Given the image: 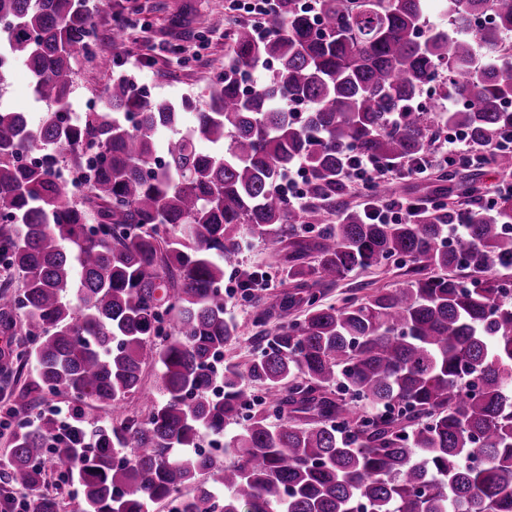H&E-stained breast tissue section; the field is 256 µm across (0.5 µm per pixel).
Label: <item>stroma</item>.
Instances as JSON below:
<instances>
[{"label": "stroma", "instance_id": "35a3bbf8", "mask_svg": "<svg viewBox=\"0 0 512 512\" xmlns=\"http://www.w3.org/2000/svg\"><path fill=\"white\" fill-rule=\"evenodd\" d=\"M93 28H120L132 20L143 26L144 38L138 48L140 63L124 67L102 68L101 59L113 58L111 45L93 40L87 50L79 52L74 61V94L78 98L103 95L111 79L123 76L147 84L152 96L173 101L189 97L202 100L216 73L223 71L224 31L234 21L246 20L245 12L229 16L225 0H88ZM204 47V61L187 67L177 62L176 51L196 45ZM0 92L5 93V108L26 113L31 124H38L45 107L35 101L22 60H14L0 68ZM440 164H433L426 174L400 179V197L405 201L423 200L432 204L454 201L457 190L440 177ZM236 269H226L224 284L230 295L227 313L238 327L235 344L237 354L249 358L252 338L258 330L252 324L255 299L244 297L235 279ZM24 334L20 323L0 332V416L13 400L14 392L33 375V368L18 369L15 354L21 349Z\"/></svg>", "mask_w": 512, "mask_h": 512}]
</instances>
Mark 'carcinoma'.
I'll return each mask as SVG.
<instances>
[{"instance_id":"cac0c4a2","label":"carcinoma","mask_w":512,"mask_h":512,"mask_svg":"<svg viewBox=\"0 0 512 512\" xmlns=\"http://www.w3.org/2000/svg\"><path fill=\"white\" fill-rule=\"evenodd\" d=\"M440 2L448 25L427 29V0H315L313 12L277 0L264 25L227 32V69L205 104L144 98L117 77L108 110L67 123L72 59L91 26L83 0H0V66L23 60L50 105L34 134L0 107V267L22 282L0 291V312L21 316L33 347L17 360L36 370L3 422L6 476L34 493L27 512H61L49 456L77 478L83 512H512V298L501 288L512 196L474 209L472 183L470 209L441 202L392 224L347 200L354 152L420 159L442 123L476 146L512 133V4ZM271 62L273 76L243 93L237 75ZM433 84L462 107L417 111ZM188 111V133L160 145ZM37 144L43 161L18 163ZM89 148L99 160L77 200L53 170L82 169ZM297 164L301 207L280 186ZM459 220L453 251L445 237ZM246 235L277 251L293 291L255 306L258 353L224 359L218 374L213 356L238 337L224 267L240 263ZM382 263L402 271L398 286L321 301ZM294 306L299 318L270 325ZM156 365L161 400L139 420L125 399ZM245 378L263 396L224 442L231 459L199 453L201 435L237 423ZM45 392L78 402L68 430L39 411ZM91 404L111 420H88Z\"/></svg>"}]
</instances>
